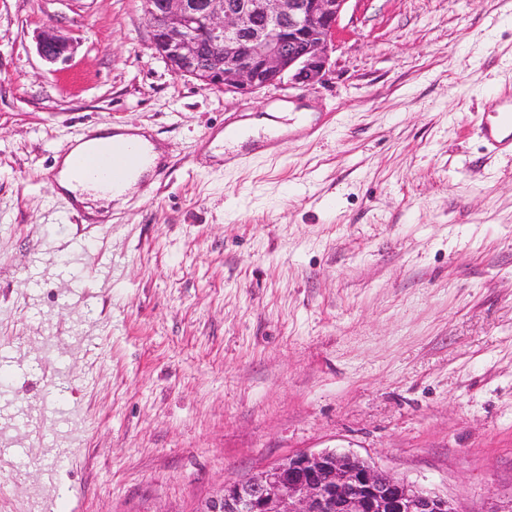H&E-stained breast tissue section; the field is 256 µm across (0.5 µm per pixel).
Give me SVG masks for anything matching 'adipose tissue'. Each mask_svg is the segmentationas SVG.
I'll list each match as a JSON object with an SVG mask.
<instances>
[{"instance_id":"adipose-tissue-1","label":"adipose tissue","mask_w":512,"mask_h":512,"mask_svg":"<svg viewBox=\"0 0 512 512\" xmlns=\"http://www.w3.org/2000/svg\"><path fill=\"white\" fill-rule=\"evenodd\" d=\"M140 142L147 143L148 138L145 134L128 127H115V129L97 128L91 130L88 136H85L75 144L70 153L65 155L60 161V172L58 177V187L61 192L67 193L76 203L86 204L89 201H107L121 202L129 192L136 189L137 180L128 181L123 189L113 190L111 185L96 179L80 178L73 173V160L76 156L89 151L106 150L112 142Z\"/></svg>"}]
</instances>
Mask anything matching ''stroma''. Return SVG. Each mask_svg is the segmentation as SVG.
I'll return each instance as SVG.
<instances>
[{
  "mask_svg": "<svg viewBox=\"0 0 512 512\" xmlns=\"http://www.w3.org/2000/svg\"><path fill=\"white\" fill-rule=\"evenodd\" d=\"M68 38L45 62V26ZM512 0H348L323 79L248 95L174 75L143 0H0V512H197L336 449L448 497L512 501ZM288 102L273 150L215 154ZM164 179L68 204L99 126ZM492 101L495 107L478 117L480 132L494 151L512 152V91L499 93Z\"/></svg>",
  "mask_w": 512,
  "mask_h": 512,
  "instance_id": "1",
  "label": "stroma"
}]
</instances>
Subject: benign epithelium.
Masks as SVG:
<instances>
[{
    "instance_id": "7a95c632",
    "label": "benign epithelium",
    "mask_w": 512,
    "mask_h": 512,
    "mask_svg": "<svg viewBox=\"0 0 512 512\" xmlns=\"http://www.w3.org/2000/svg\"><path fill=\"white\" fill-rule=\"evenodd\" d=\"M349 0H149L152 44L173 74L249 94L325 74ZM40 57L54 63L70 43L45 29ZM197 512H461L444 496L351 454L301 453L224 485Z\"/></svg>"
}]
</instances>
